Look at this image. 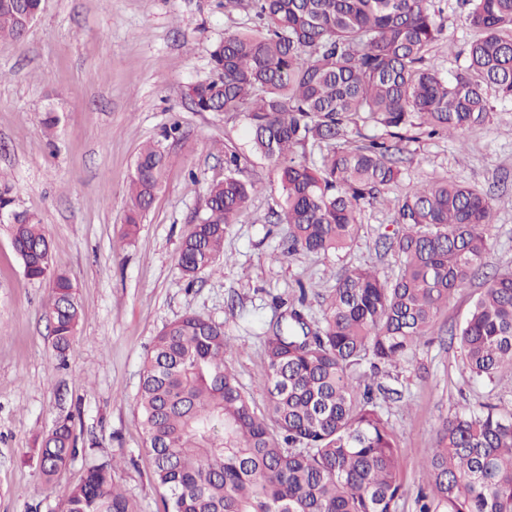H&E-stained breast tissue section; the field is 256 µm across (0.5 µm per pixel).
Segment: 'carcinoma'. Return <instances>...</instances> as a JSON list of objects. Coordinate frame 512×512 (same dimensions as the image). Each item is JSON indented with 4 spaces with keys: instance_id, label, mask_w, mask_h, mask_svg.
Here are the masks:
<instances>
[{
    "instance_id": "obj_1",
    "label": "carcinoma",
    "mask_w": 512,
    "mask_h": 512,
    "mask_svg": "<svg viewBox=\"0 0 512 512\" xmlns=\"http://www.w3.org/2000/svg\"><path fill=\"white\" fill-rule=\"evenodd\" d=\"M478 33L463 65L444 74L427 53L442 25L434 0H224L258 24L229 33L212 51L217 77L192 88L204 112L240 114L253 153L270 161L283 225L277 258L327 255L358 234L361 206L396 182L402 143L414 128L459 137L495 112L488 90L512 98V0H466ZM42 0L0 2V46L21 38ZM363 125L383 130L352 142ZM319 149L318 161L298 158ZM166 162L154 144L136 159L127 234L161 186ZM224 179L207 190L206 211L183 237L178 266L194 280L212 271L224 236L261 189L238 177L239 155L224 152ZM13 246L30 279H49L52 341L59 358L81 318L72 281L53 267L39 218L15 208ZM395 277L351 267L336 278L320 326L306 312L309 289L269 325L260 410L227 365L224 325L194 313L165 325L147 354L136 396L153 481L164 512H398L403 449L374 383L435 335L448 297L486 266L491 197L473 185L430 180L397 199ZM468 378L492 384L512 373V269L486 276L462 324L450 332ZM369 365L370 373L362 371ZM70 419L54 424L38 450L50 480L76 454ZM107 458L70 486L60 512H139L112 481ZM417 512H512V406L457 409L437 430L424 464Z\"/></svg>"
}]
</instances>
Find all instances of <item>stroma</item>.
Segmentation results:
<instances>
[{"instance_id": "obj_1", "label": "stroma", "mask_w": 512, "mask_h": 512, "mask_svg": "<svg viewBox=\"0 0 512 512\" xmlns=\"http://www.w3.org/2000/svg\"><path fill=\"white\" fill-rule=\"evenodd\" d=\"M462 0H442L444 35L431 51L446 73L462 63L474 33ZM224 0H43L20 40L0 47V174L18 208L40 218L54 266L79 286L82 319L66 357L50 335L49 280L25 276L7 225L0 224V512H59L66 489L87 473L76 456L52 481L37 467L42 437L72 416L78 438L97 437L114 458L115 482L140 512H163L135 407L143 363L157 333L187 313L221 323L227 359L258 407L266 362L260 336L298 285L310 288L309 317L320 323L342 269L398 268L389 249L393 201L418 182L448 179L489 191V268L512 267V102L462 140L405 143L399 184L386 203L365 205L360 231L336 254L277 259L282 232L270 215L276 194L268 161L251 152L241 116L203 112L192 86L216 76L211 52L225 33L251 27ZM55 108L60 123L43 117ZM179 124L169 134L171 124ZM154 143L166 156L162 188L139 228L124 238L127 187L137 153ZM241 155V176L264 189L224 238L223 268L195 281L177 265L180 242L224 177V153ZM401 398L383 401L404 450L399 512H415L421 467L436 431L457 405H512V375L470 382L456 345L434 340L379 377Z\"/></svg>"}]
</instances>
